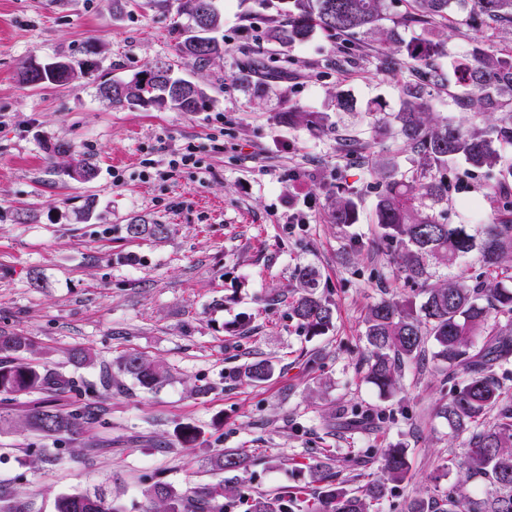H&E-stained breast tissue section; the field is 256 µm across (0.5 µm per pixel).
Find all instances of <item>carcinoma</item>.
Segmentation results:
<instances>
[{
  "instance_id": "obj_1",
  "label": "carcinoma",
  "mask_w": 512,
  "mask_h": 512,
  "mask_svg": "<svg viewBox=\"0 0 512 512\" xmlns=\"http://www.w3.org/2000/svg\"><path fill=\"white\" fill-rule=\"evenodd\" d=\"M270 11L266 35L283 45L304 42L315 33L331 42L341 41L358 52L365 39L379 43L376 68L383 74L406 71L402 105L389 112L380 100L368 105L372 139L341 144L347 151H362L369 175L376 181L375 224L380 238L393 247L391 263L398 276L417 286L412 297L380 298L366 311L364 337L369 346L365 378L382 393L392 392L408 364L418 362L428 344L433 359L447 383L465 377L462 387H451L437 415L448 428L464 437L465 453L443 461L442 469L456 471L459 484L443 495L413 498L407 512H512V393L497 378L494 367L512 360V331L498 327L499 317L512 318V287L495 278L483 280L469 274L479 264L495 275L509 269L512 261V53L477 45L470 56L454 60L450 69L433 66L445 53L435 29L457 8L472 5L485 25L512 27V0H413L412 10L398 27L385 29L386 0H258ZM179 13L190 20L180 31L176 52L205 68L221 54L223 46L212 36L223 24L216 0H180ZM422 27L427 34L405 39L400 27ZM33 59L23 63L21 80L41 89L68 84L61 74L32 70ZM146 81L134 75L98 86L99 95L117 109L169 107L198 112L205 107L204 90L195 82L175 75L172 66L156 65ZM278 75L257 62L246 64L244 79L257 92ZM448 90L455 105L484 119L485 127L453 117H437L429 111L433 92ZM281 119L300 123L313 132L329 128L322 112H306L290 106ZM54 154L70 157L83 173V181L96 176L95 167L68 143H56ZM485 171L493 181L481 198L470 205L484 211L479 224H455L448 205V175L455 164ZM357 205L343 192L331 203L330 222L354 224ZM133 238L159 237L164 224H130ZM448 275L436 279V269ZM303 293L291 305L292 316L311 336L325 334L334 326L335 307L316 295L319 273L311 266L297 269ZM32 339L21 333L0 336V395L50 394L72 385V380L25 358ZM118 370L134 377L141 387L165 385L170 369L138 352L120 357ZM273 367L266 361L244 366L240 376L252 383L269 379ZM106 413L100 403L61 412L44 403L25 419V426L57 439L74 434L87 421ZM494 415L492 423L487 417ZM248 457L226 451L211 460L215 471L229 478L178 494L170 486L155 483L144 492L145 512H224V499L234 496L233 474L246 470ZM309 469L321 483L307 500V512H371L370 503L385 496L387 486L405 482L409 476L406 450L390 446L381 452L382 479L366 485L355 495L336 483V473L320 461ZM482 480L487 491L467 489ZM297 493L284 490L273 497L251 500L246 512H292ZM54 512H120L104 489L96 488L56 497Z\"/></svg>"
}]
</instances>
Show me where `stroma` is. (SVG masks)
Listing matches in <instances>:
<instances>
[{
    "mask_svg": "<svg viewBox=\"0 0 512 512\" xmlns=\"http://www.w3.org/2000/svg\"><path fill=\"white\" fill-rule=\"evenodd\" d=\"M177 6L0 0V334L30 336V360L75 382L50 396H0V494L25 512H53L58 495L108 482L122 512H142L154 483L183 493L218 482L209 459L240 448L255 463L227 512H245V498L315 492L316 459L359 491L379 476L381 448L399 445L409 478L373 512H405L414 496L456 484L441 463L464 448L436 415L449 385L433 361L406 369L389 396L364 379L368 305L411 288L375 233L372 178L339 150L343 139L369 138L370 101L398 110L402 79L377 71L374 42L352 58L319 35L288 47L269 41L257 0H220L224 51L201 70L174 51L176 27L187 22ZM443 38L442 68L478 44L512 47L511 30L468 21L463 9ZM31 56L68 59L80 76L30 88L19 69ZM250 61L287 67L288 76L256 96L242 80ZM160 62L203 88V111L116 110L98 96V83ZM339 92L354 100L353 117L336 116ZM291 104L327 113L329 129L281 123ZM57 142L95 163V179L63 175V158L46 152ZM189 144L197 165L170 169ZM336 184L357 194L356 223L330 222ZM89 197L93 216L77 221ZM20 210L31 221L18 223ZM134 222L167 232L134 239ZM303 264L318 269L319 292L336 306L335 327L322 336L306 335L291 315ZM75 348L90 350L94 364L74 365ZM130 351L164 362L169 382L148 391L116 372ZM259 360L273 366L267 381L239 378ZM46 401L63 412L100 402L107 412L58 442L24 426ZM185 425L197 430L195 443L178 438Z\"/></svg>",
    "mask_w": 512,
    "mask_h": 512,
    "instance_id": "obj_1",
    "label": "stroma"
}]
</instances>
